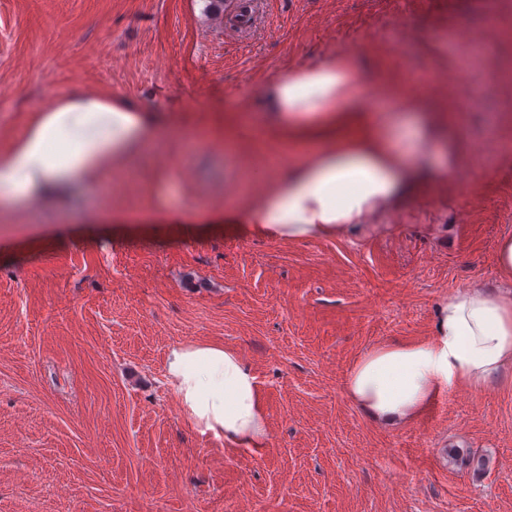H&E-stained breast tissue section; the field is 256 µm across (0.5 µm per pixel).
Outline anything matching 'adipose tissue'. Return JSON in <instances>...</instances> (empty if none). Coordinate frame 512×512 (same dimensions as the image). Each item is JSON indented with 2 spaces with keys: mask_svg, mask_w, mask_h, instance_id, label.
I'll return each mask as SVG.
<instances>
[{
  "mask_svg": "<svg viewBox=\"0 0 512 512\" xmlns=\"http://www.w3.org/2000/svg\"><path fill=\"white\" fill-rule=\"evenodd\" d=\"M353 57L293 67L266 91L269 122L297 155L250 207L228 221L287 241L359 230L427 178L424 161L453 123L420 111L403 91L374 90ZM376 105L362 108L364 98ZM172 123L123 98L61 93L34 112L0 150V201H57L96 182L107 162L140 157L174 134ZM512 368V298L474 284L441 305L432 338L384 343L360 355L344 382L371 420L415 421L438 397L480 391ZM165 382L183 418L200 434L234 448L263 447L266 413L254 370L218 343H184L165 359Z\"/></svg>",
  "mask_w": 512,
  "mask_h": 512,
  "instance_id": "adipose-tissue-1",
  "label": "adipose tissue"
}]
</instances>
